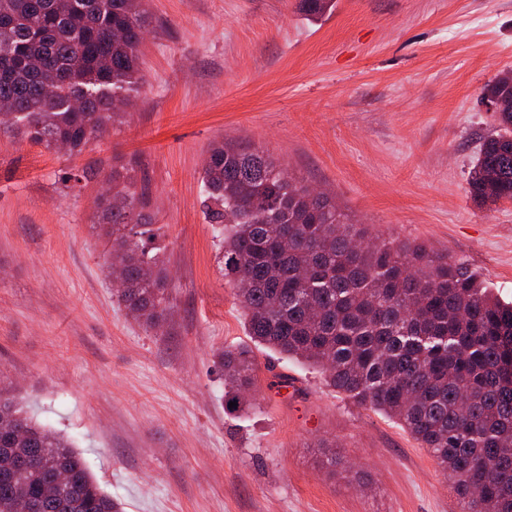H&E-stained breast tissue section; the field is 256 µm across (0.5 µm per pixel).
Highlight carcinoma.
Segmentation results:
<instances>
[{"instance_id":"1","label":"carcinoma","mask_w":512,"mask_h":512,"mask_svg":"<svg viewBox=\"0 0 512 512\" xmlns=\"http://www.w3.org/2000/svg\"><path fill=\"white\" fill-rule=\"evenodd\" d=\"M331 0H300L317 18ZM141 0H0V134L73 155L102 135L136 82ZM503 106L469 193L512 201V76L486 89ZM208 216L226 225L220 259L252 342L326 371L359 407L401 422L442 469L460 512H512V303L465 260L422 245L359 246L335 200L292 181L264 150L222 139L203 170ZM140 198L112 173L107 218L116 297L150 328L167 315L163 250L143 238ZM226 402L256 381L248 347L218 354ZM118 512L85 460L33 424L0 388V512Z\"/></svg>"}]
</instances>
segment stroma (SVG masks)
Instances as JSON below:
<instances>
[{
	"label": "stroma",
	"instance_id": "35a3bbf8",
	"mask_svg": "<svg viewBox=\"0 0 512 512\" xmlns=\"http://www.w3.org/2000/svg\"><path fill=\"white\" fill-rule=\"evenodd\" d=\"M334 2L314 19L298 0H143L140 81L103 137L72 157L0 137V387L120 512H459L427 450L317 369L255 349L245 406H226L216 355L250 339L201 203L214 141L251 142L374 243L463 257L512 302V201L468 191L496 130L484 90L512 71V0ZM115 171L163 228L158 330L106 271Z\"/></svg>",
	"mask_w": 512,
	"mask_h": 512
}]
</instances>
